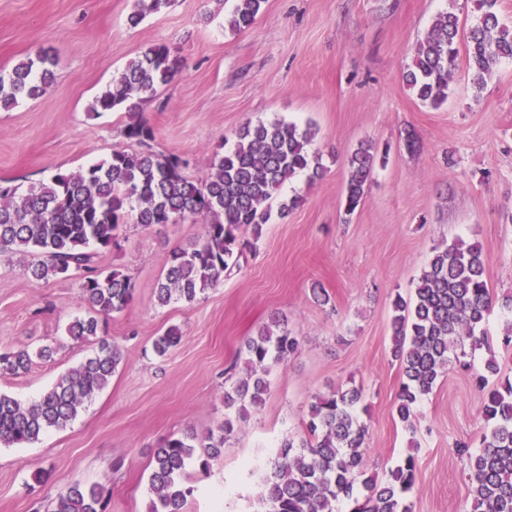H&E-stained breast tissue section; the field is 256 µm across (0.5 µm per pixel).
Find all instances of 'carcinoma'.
<instances>
[{"mask_svg": "<svg viewBox=\"0 0 512 512\" xmlns=\"http://www.w3.org/2000/svg\"><path fill=\"white\" fill-rule=\"evenodd\" d=\"M171 0H135L127 24L140 25ZM265 0H237L230 26L244 30L256 20ZM497 0H474L476 16L469 27L453 11L439 13L418 40L405 80L418 100L434 108L448 101L459 57H465L474 101L494 67L512 61V25L502 22ZM52 60L28 57L0 73V109L23 98L44 95L53 81ZM181 68L168 46L147 47L93 100L94 113L125 112L131 116L123 135L136 142L134 152L114 150L109 158L86 168L58 171L47 181L22 192L0 180V253L38 257L28 269L38 279L80 276L81 299L90 312L67 327L75 339L94 340L96 347L39 399L22 404L0 394V446L22 447L51 429L65 427L85 402L103 390L122 361L118 345L103 337L99 316L122 310L132 283L117 270L95 265L98 253L112 248L122 226L170 224L192 216L205 224L199 243L173 252L155 287L157 303H194L224 282L244 250L254 247L262 226L272 218V201L283 185L302 172L317 180L325 166L311 150L316 130L276 121L244 123L232 148L214 162L201 181L184 175L185 162L175 154L153 150L154 129L136 118L143 102L170 83ZM372 146L360 143L347 157L344 212L360 206L375 164ZM252 229L253 239L240 232ZM496 304L486 280L479 242L454 240L433 250L409 298L392 303V357L402 372L396 413L414 430L420 401L433 391L451 363L472 374L484 391V429L478 446L457 445L466 459L471 512H512V379L496 384L495 354L475 369L467 350L489 345L488 318ZM181 336L172 326L154 342L165 355ZM299 342L275 319L240 350L246 376L224 389V425L204 436H170L155 448L147 512H184L194 487L183 482L189 461L207 469L240 432L249 409L262 404L269 383L261 375L269 362L285 363ZM32 363L25 349H0V372L18 374ZM362 391L356 387L319 394L308 407L305 433L286 437L271 461L259 499L261 512H336V503H354L351 512H412L408 494L418 479L414 455L389 470L385 481L364 464L368 427L361 414ZM101 488L76 483L61 493L53 512H102Z\"/></svg>", "mask_w": 512, "mask_h": 512, "instance_id": "1", "label": "carcinoma"}]
</instances>
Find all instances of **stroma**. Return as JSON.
Here are the masks:
<instances>
[{
  "instance_id": "obj_1",
  "label": "stroma",
  "mask_w": 512,
  "mask_h": 512,
  "mask_svg": "<svg viewBox=\"0 0 512 512\" xmlns=\"http://www.w3.org/2000/svg\"><path fill=\"white\" fill-rule=\"evenodd\" d=\"M134 0H0V72L48 54L54 82L45 95L0 112V179L28 189L56 171L134 149L127 113L90 105L142 50L167 45L182 60L170 84L144 103L153 148L187 159L185 174L205 178L215 159L252 121H291L317 130L326 167L298 175L283 197L303 201L264 225L256 253L223 284L191 304L162 307L154 288L169 254L200 240L205 226L127 224L100 253L101 269L128 275L127 307L104 319L123 350L109 385L65 428L22 448L0 447V512H52L76 482L104 490V512H147L150 461L169 436L217 430L224 390L245 374L246 337L277 318L299 342L287 362L270 364L264 403L208 469L186 468L195 488L187 512H257L278 444L302 433L313 397L358 387L368 407L365 455L385 478L406 454L419 470L412 512H470L459 441L478 442L483 395L469 373L447 370L419 407L414 430L396 416L402 373L391 356L396 295H409L434 248L462 237L482 245L494 296L512 292V62L497 65L473 99L464 71L434 109L404 80L416 44L440 11L473 18V0H266L248 30H231L235 0H173L138 27ZM420 141L403 145L406 130ZM386 152L352 217L341 199L346 159L359 143ZM325 288L322 300L315 289ZM80 280L34 279L25 263L0 254V349L28 348L19 374L0 373V393L37 399L94 349L67 325L85 316ZM179 326V343L157 355L153 342ZM50 358H37L40 347Z\"/></svg>"
}]
</instances>
